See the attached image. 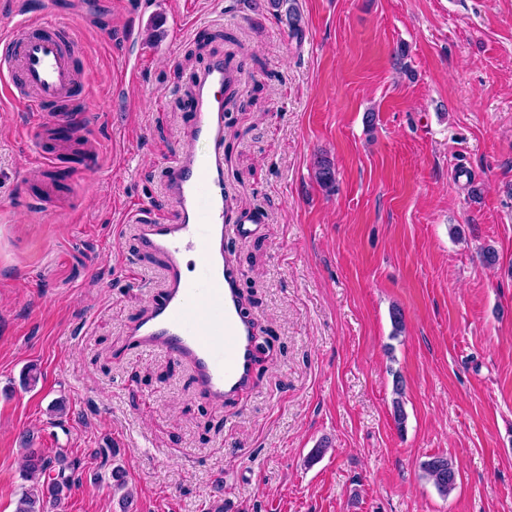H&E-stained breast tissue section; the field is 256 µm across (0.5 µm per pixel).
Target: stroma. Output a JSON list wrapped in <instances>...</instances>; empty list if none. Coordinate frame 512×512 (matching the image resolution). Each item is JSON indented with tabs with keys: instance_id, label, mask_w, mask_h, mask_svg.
I'll use <instances>...</instances> for the list:
<instances>
[{
	"instance_id": "obj_1",
	"label": "stroma",
	"mask_w": 512,
	"mask_h": 512,
	"mask_svg": "<svg viewBox=\"0 0 512 512\" xmlns=\"http://www.w3.org/2000/svg\"><path fill=\"white\" fill-rule=\"evenodd\" d=\"M19 5L75 27L99 153L42 179L27 113L0 102V512L27 434L75 466L66 512H120L117 465L132 512H512V0H298L296 34L267 0H0V25ZM220 55L242 71L224 181L250 233L226 249L257 357L216 406L185 363L127 346L163 281L127 211L177 222L163 168ZM421 470L441 495L446 496L455 489L458 471L453 461L447 456L429 457L421 463Z\"/></svg>"
}]
</instances>
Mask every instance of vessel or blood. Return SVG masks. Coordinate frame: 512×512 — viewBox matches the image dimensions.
<instances>
[{"label": "vessel or blood", "mask_w": 512, "mask_h": 512, "mask_svg": "<svg viewBox=\"0 0 512 512\" xmlns=\"http://www.w3.org/2000/svg\"><path fill=\"white\" fill-rule=\"evenodd\" d=\"M0 98L29 114L34 163L42 175L60 164L62 152L48 130L65 126L89 136L92 118L69 106L83 81L73 51L79 40L71 24L19 12L0 25ZM241 71L227 60H210L194 79L189 144L169 161L166 189L180 214L167 224L129 209L142 253L164 261V284L149 312L129 331L134 349L156 348L189 366L200 394L212 403L246 388L255 358L251 319L238 296L239 272L225 250L224 91ZM196 257L193 277L183 274L186 254Z\"/></svg>", "instance_id": "1"}]
</instances>
